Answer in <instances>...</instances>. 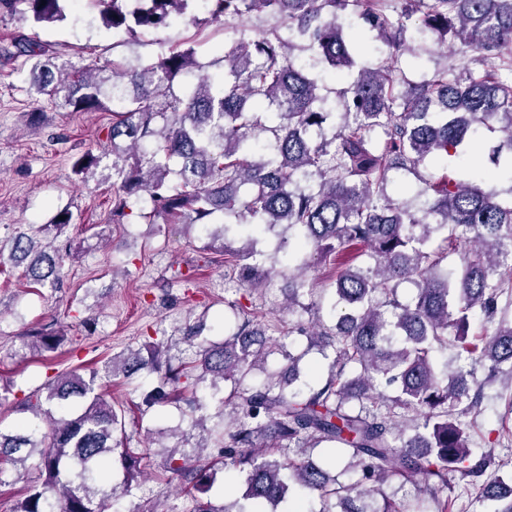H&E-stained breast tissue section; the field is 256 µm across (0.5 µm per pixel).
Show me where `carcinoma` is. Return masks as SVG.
Listing matches in <instances>:
<instances>
[{
	"mask_svg": "<svg viewBox=\"0 0 512 512\" xmlns=\"http://www.w3.org/2000/svg\"><path fill=\"white\" fill-rule=\"evenodd\" d=\"M69 2L0 0V13L39 26L65 20ZM94 2L106 26L134 37L170 26L196 0ZM205 8L235 35L222 48L220 86L185 42L135 65L123 57L57 64L25 38L9 57L22 59L36 92L61 107L112 112L96 148L71 157L80 181L111 160L112 217L143 202L148 224L279 228L287 270L266 267L253 238L224 247L240 285L252 293L276 273L288 277L291 314L301 296L323 293L308 276L316 256L333 266L344 313L332 326L317 319L269 329L231 302L237 330L220 343L199 339L193 366H173L159 341L85 375H57L16 402L3 389L0 406L23 418L0 429V483L38 458L12 512H110L114 454L126 473L123 494L132 493L142 456L114 440L126 431L125 404L98 389L144 368L159 380L150 408L179 396L202 427L206 397L217 400L210 442L190 452L173 445L166 470L201 494L218 464L245 484L239 498L215 505L194 496L183 512H278L296 487L317 495L322 512H456L452 472L492 512H512V475H502L512 459L474 451L463 427L468 416L475 424L485 386L497 381L507 392L497 442L512 447V0H205ZM253 13L280 25L251 37L240 24ZM352 14L363 28L351 39L342 21ZM410 30L459 44L478 71L461 78L444 67L414 79L402 62ZM366 40L385 47L383 64L359 60ZM296 50L312 52L313 63ZM319 64L349 77L334 108L311 74ZM493 123L503 139L480 183L445 173ZM428 159L443 173L420 175ZM400 172L419 175L409 200L388 193ZM504 180L506 200L485 188ZM72 223L64 207L52 223L15 232L0 267H23L33 285H58L72 253L57 241ZM452 255L458 263L442 266ZM405 281L417 287L410 301L399 296ZM294 333L327 361L324 381L294 385L307 354L293 352ZM28 336L39 352L65 339L50 325ZM450 347L452 369L435 360ZM255 370L264 373L259 383L249 380ZM382 379L396 394L378 392ZM316 448L332 449L333 463L341 456L342 469L332 475L315 462ZM393 482L417 483L419 493L398 500L385 490Z\"/></svg>",
	"mask_w": 512,
	"mask_h": 512,
	"instance_id": "obj_1",
	"label": "carcinoma"
}]
</instances>
